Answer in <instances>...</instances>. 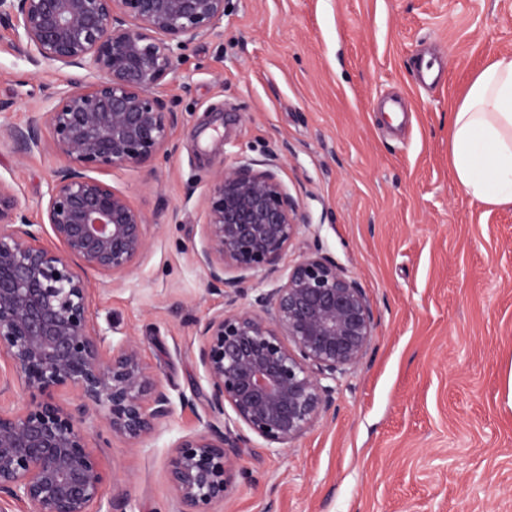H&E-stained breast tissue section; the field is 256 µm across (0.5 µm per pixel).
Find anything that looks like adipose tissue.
Here are the masks:
<instances>
[{
	"mask_svg": "<svg viewBox=\"0 0 512 512\" xmlns=\"http://www.w3.org/2000/svg\"><path fill=\"white\" fill-rule=\"evenodd\" d=\"M451 163L472 200L512 204V54L473 78L450 116Z\"/></svg>",
	"mask_w": 512,
	"mask_h": 512,
	"instance_id": "1",
	"label": "adipose tissue"
}]
</instances>
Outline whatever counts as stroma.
Returning <instances> with one entry per match:
<instances>
[{
  "instance_id": "1",
  "label": "stroma",
  "mask_w": 512,
  "mask_h": 512,
  "mask_svg": "<svg viewBox=\"0 0 512 512\" xmlns=\"http://www.w3.org/2000/svg\"><path fill=\"white\" fill-rule=\"evenodd\" d=\"M161 92L184 120L153 171L111 173L145 211L150 247L93 310L130 337L176 406L143 442L92 446L126 512H177L166 462L202 430L209 389L196 323L222 308L190 251L218 164L275 159L304 224L286 263L315 241L373 305L375 335L336 378V411L287 448L253 438L216 512H512V205L472 201L450 162L448 114L494 56L512 53V0H227ZM0 28L1 124L30 117L62 72L33 67ZM432 54L444 69L420 84ZM62 160L18 153L0 132V178L39 221ZM189 396L193 406L178 404Z\"/></svg>"
}]
</instances>
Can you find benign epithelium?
I'll return each mask as SVG.
<instances>
[{"label":"benign epithelium","instance_id":"obj_1","mask_svg":"<svg viewBox=\"0 0 512 512\" xmlns=\"http://www.w3.org/2000/svg\"><path fill=\"white\" fill-rule=\"evenodd\" d=\"M224 2L0 0V26L14 32L16 52L66 73L25 125L6 127L26 155L50 134L65 164L44 194L48 241L0 179V395L15 383L75 393L69 404L0 410V499L33 512H104L112 476L89 445V414L111 435L141 443L173 412L140 346L107 339L91 310L90 276L123 280L162 213L148 216L99 175L151 171L169 154L179 116L160 87L188 47L218 27ZM274 167L221 164L208 181L202 240L191 251L226 302L198 323L209 414L167 463L179 512H215L234 489L249 435L286 448L334 408L327 381L357 364L374 336L365 290L320 247L281 267L303 218ZM257 276L271 287L250 298ZM228 408L230 424L221 422Z\"/></svg>","mask_w":512,"mask_h":512}]
</instances>
